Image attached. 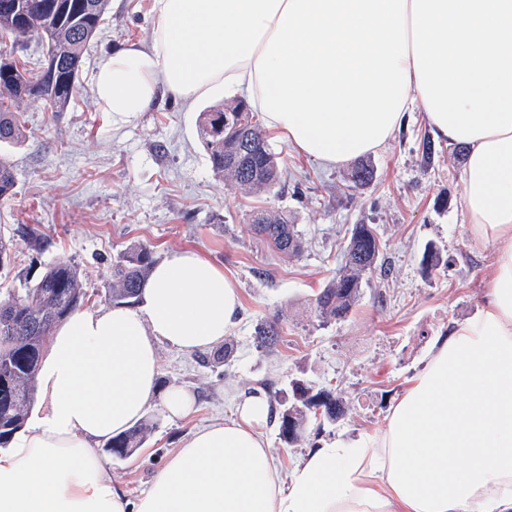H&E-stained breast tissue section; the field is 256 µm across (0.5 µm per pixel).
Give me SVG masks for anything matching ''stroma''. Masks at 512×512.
Instances as JSON below:
<instances>
[{"instance_id":"1","label":"stroma","mask_w":512,"mask_h":512,"mask_svg":"<svg viewBox=\"0 0 512 512\" xmlns=\"http://www.w3.org/2000/svg\"><path fill=\"white\" fill-rule=\"evenodd\" d=\"M151 7L152 0H110L68 110L53 117L42 101L24 102V142L0 143L16 181L13 195L0 200V234L13 240L11 263L0 269V296L61 257L79 265L89 307L103 306L113 262L138 244L151 245L159 259L180 249L203 253L240 289L230 361L213 362L209 350L159 348L160 386L189 390L195 412L172 419L151 407L140 448L123 459L102 452L113 485L132 498L197 427L229 417L237 390L263 386L283 398L291 380L300 379L343 391L345 416L319 431L306 428L296 447L283 449L277 427L267 429L285 473L314 443L353 442L380 430L434 341L483 308L493 258L475 241L463 205L464 157L432 141L423 112L410 113L380 151L367 154L374 178L358 188L349 185L350 164L322 167L268 133L281 183L271 193L247 194L215 174L199 134L201 113L236 103L237 94L188 105L163 93L128 122L102 111L93 94L96 65L127 44L149 42ZM257 207L288 212L304 241L299 255L273 251L253 232ZM21 224L49 233L50 244L17 236ZM355 224L376 228L383 268L364 278L345 318L325 322L316 316L315 297L340 269L346 230ZM429 246L448 260V271L425 272L421 258ZM273 317L281 337L266 351L256 345L255 327Z\"/></svg>"}]
</instances>
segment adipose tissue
I'll list each match as a JSON object with an SVG mask.
<instances>
[{
    "label": "adipose tissue",
    "mask_w": 512,
    "mask_h": 512,
    "mask_svg": "<svg viewBox=\"0 0 512 512\" xmlns=\"http://www.w3.org/2000/svg\"><path fill=\"white\" fill-rule=\"evenodd\" d=\"M150 42L104 57L99 106L121 121L160 93L193 104L239 91L267 130L335 167L383 148L422 108L434 139L466 149L464 205L493 248L486 304L431 349L356 444L308 449L289 476L263 436L257 390L183 439L136 499L98 446L153 403L160 344L222 343L241 296L193 250L158 260L133 306L80 308L37 374L39 416L0 452V512H512V0H153Z\"/></svg>",
    "instance_id": "obj_1"
}]
</instances>
